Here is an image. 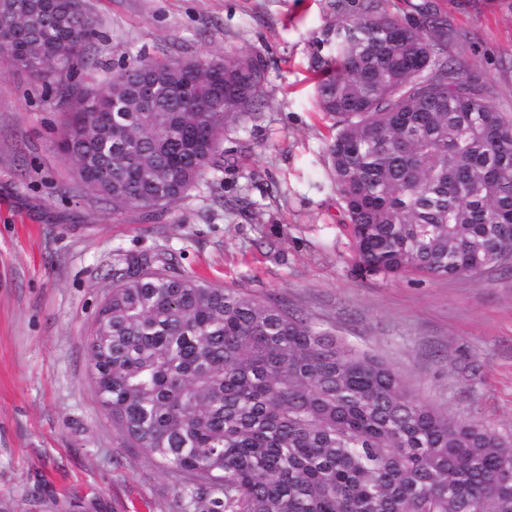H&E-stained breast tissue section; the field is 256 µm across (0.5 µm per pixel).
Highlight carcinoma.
<instances>
[{
  "mask_svg": "<svg viewBox=\"0 0 512 512\" xmlns=\"http://www.w3.org/2000/svg\"><path fill=\"white\" fill-rule=\"evenodd\" d=\"M101 23L88 0H0L8 66L57 86L58 140L112 210L181 200L224 126L254 105L253 58H140L100 88L62 83ZM448 21L364 0L315 38L319 109L362 275L458 276L512 263V115L448 60ZM209 97L201 112L188 89ZM118 432L207 512H512V441L419 400L384 360L321 324L119 253L87 341Z\"/></svg>",
  "mask_w": 512,
  "mask_h": 512,
  "instance_id": "obj_1",
  "label": "carcinoma"
}]
</instances>
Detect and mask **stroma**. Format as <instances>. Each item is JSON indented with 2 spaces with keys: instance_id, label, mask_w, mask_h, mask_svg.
I'll use <instances>...</instances> for the list:
<instances>
[{
  "instance_id": "obj_1",
  "label": "stroma",
  "mask_w": 512,
  "mask_h": 512,
  "mask_svg": "<svg viewBox=\"0 0 512 512\" xmlns=\"http://www.w3.org/2000/svg\"><path fill=\"white\" fill-rule=\"evenodd\" d=\"M361 0H89L104 36L81 72L98 87L153 57L252 56L258 102L224 130L183 199L116 213L57 139L68 115L27 72L0 67V512H196L179 478L101 407L86 336L116 253L280 303L389 363L419 399L512 439V268L432 279L359 275L332 181L314 38ZM448 57L512 115V0H431Z\"/></svg>"
}]
</instances>
